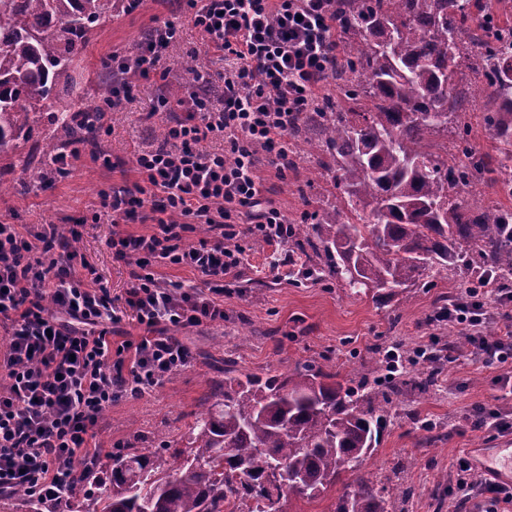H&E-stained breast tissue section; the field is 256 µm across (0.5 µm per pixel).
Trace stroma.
I'll list each match as a JSON object with an SVG mask.
<instances>
[{
    "label": "stroma",
    "instance_id": "35a3bbf8",
    "mask_svg": "<svg viewBox=\"0 0 512 512\" xmlns=\"http://www.w3.org/2000/svg\"><path fill=\"white\" fill-rule=\"evenodd\" d=\"M171 20L181 36L166 52L168 78L157 74L137 79V93L123 102L113 117L100 150L110 163L92 160L88 147H80L73 173L55 178L42 191L28 190L40 168L43 130L21 144L19 159L0 161V185L9 187L0 199V217L14 224L61 223L63 217L87 215L101 189L113 183L134 182L137 151L145 142L158 140L168 116L152 114L160 96L177 89L183 77L182 60L195 58L201 73L213 84L223 82L224 60L208 49L192 27L190 14L176 0H141L134 9L117 4L102 19L83 50L79 70L80 94L98 101L99 81L112 52L133 53L148 28ZM294 167L275 169L266 153H259V175L272 204L288 218L299 219L307 206L332 202L331 177L317 159L307 155L302 143L289 142ZM113 227L107 223L84 224L80 251L96 270L112 297H120L130 284V269L112 257L107 242ZM245 261L236 276L225 277L224 319L172 334L193 349L191 364L138 399L113 403L99 421L96 441L103 447L120 445L156 450L185 448L189 426L215 383L224 379L223 368L232 365L241 373H285L312 362L338 366L341 378L362 374L379 353L402 346L410 350L436 339L447 344L459 329L434 322L437 293L454 294L467 283L460 272L442 271L437 288L412 286L388 303L371 295L356 296L338 282L308 288L296 287L283 260L287 248L241 238ZM496 368L473 363L468 354L444 364L442 374L429 390H412L400 397L387 419L375 451L364 463L366 470L390 477L406 495L395 512H452L448 485L460 458L471 457L476 446L500 447L502 437L473 430L469 414L478 406L512 412V390L496 381Z\"/></svg>",
    "mask_w": 512,
    "mask_h": 512
}]
</instances>
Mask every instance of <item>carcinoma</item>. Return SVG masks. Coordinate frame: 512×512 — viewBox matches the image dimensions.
Here are the masks:
<instances>
[{
    "mask_svg": "<svg viewBox=\"0 0 512 512\" xmlns=\"http://www.w3.org/2000/svg\"><path fill=\"white\" fill-rule=\"evenodd\" d=\"M504 0H335L341 47L340 96L302 112L293 138L319 150L333 173L336 205L304 212L290 227L294 281L336 279L379 300L414 286L432 288L455 265L480 287L497 274L512 290V211L473 206L468 196L486 178L512 167V17ZM116 0H0V159L15 155L39 115L61 137L44 136V165L87 138L104 120L101 105L75 94L74 64L94 27ZM487 93L484 122L497 157L470 139L458 73ZM453 126H448V123ZM454 136L448 155L434 138ZM314 363L264 377L236 375L212 388L194 415L190 447L164 454L128 448L112 456L110 476L91 494L94 512H279L283 493L315 502L337 484L334 512H392L405 496L372 472L360 473L380 441L394 396L411 384L424 392L435 371L424 364L354 386ZM80 468L49 503L20 489L30 512H73L84 487Z\"/></svg>",
    "mask_w": 512,
    "mask_h": 512,
    "instance_id": "obj_1",
    "label": "carcinoma"
}]
</instances>
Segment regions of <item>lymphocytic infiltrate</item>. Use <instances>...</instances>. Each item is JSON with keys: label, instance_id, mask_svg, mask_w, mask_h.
I'll return each mask as SVG.
<instances>
[{"label": "lymphocytic infiltrate", "instance_id": "obj_1", "mask_svg": "<svg viewBox=\"0 0 512 512\" xmlns=\"http://www.w3.org/2000/svg\"><path fill=\"white\" fill-rule=\"evenodd\" d=\"M183 2L205 44L222 52L224 83L204 90L191 83L177 99L160 98L161 107L175 110L166 137L138 151L137 182L99 194L91 219L114 225L108 245L130 268L123 300L112 299L95 270L86 269L76 225L0 220V323L8 336L0 353V494L24 487L52 500L77 464L111 457L93 444L100 416L192 361L191 347L170 328L223 320L219 289L163 285L152 264L220 280L244 261L241 237L270 244L288 239L287 219L267 201L257 154L284 165L294 115L319 98L338 46L332 0ZM151 32L136 55H113V100L134 93L122 73L149 76L180 37L171 21ZM145 208L152 231H124ZM197 225L206 238L186 245V233ZM511 304L512 293L467 287L435 318L470 327L473 362L512 369V324L494 336L482 331ZM127 317L143 335L113 344V327ZM448 494L468 512L512 504V485L486 478L466 458Z\"/></svg>", "mask_w": 512, "mask_h": 512}]
</instances>
